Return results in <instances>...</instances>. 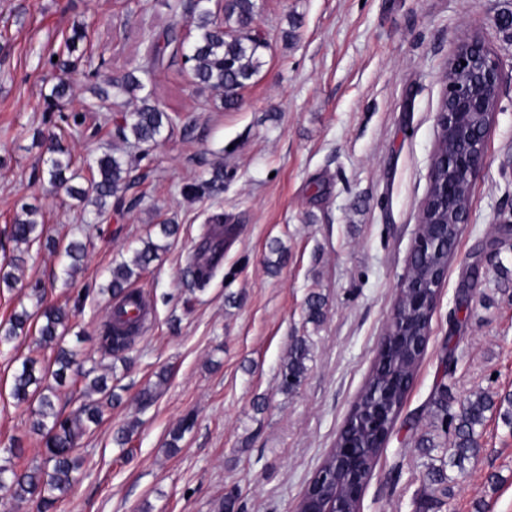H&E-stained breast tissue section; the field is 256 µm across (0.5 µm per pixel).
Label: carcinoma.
Wrapping results in <instances>:
<instances>
[{
  "instance_id": "1",
  "label": "carcinoma",
  "mask_w": 512,
  "mask_h": 512,
  "mask_svg": "<svg viewBox=\"0 0 512 512\" xmlns=\"http://www.w3.org/2000/svg\"><path fill=\"white\" fill-rule=\"evenodd\" d=\"M183 9L190 30V38L184 39L174 29L145 39L144 54L138 63L123 77L107 82L112 90H94L100 101L112 100L116 107L114 121L116 131L123 141H134L150 150L158 144L165 131L172 130L181 121L177 112L161 107L149 88L155 74L164 64L165 57L183 56L195 83L204 88L223 93L224 107L231 109L239 101V94L256 77L263 66L265 40L253 32L255 0H222V11L212 7V0H185ZM72 94L69 82L61 78L52 86L50 103L58 104ZM75 161L67 146L58 141L50 148L46 168L38 180L49 185L54 194H63L95 207V218L102 219L107 213L108 200L118 196L128 187L129 168L122 157L106 153L88 163L90 176L74 170ZM84 179L79 184L76 179ZM224 187V170H215L211 179L187 188V194L197 197L218 191ZM21 211L25 218H17L11 225V238L18 244L45 241V245L61 253L68 261L66 270L76 268L82 261L85 246L79 241L62 244L45 235V225L39 222L40 207L24 202ZM455 244V225H448V239L427 253V257L415 258L411 265L415 275L427 279L429 266L443 262ZM158 246L151 241L136 250L133 265L122 263L111 272L107 292L113 298L132 296L129 290L132 278L139 277L156 258ZM32 314L23 309L14 313L6 323L0 324V343H8L25 331ZM71 313L62 306H46L39 314L38 329L41 342L55 349L53 365L56 369L38 365V360L24 358L13 374L11 396L19 403L38 400L33 413L30 432L41 437L43 448L41 463L18 467L15 460L23 457L25 450L11 445L3 449L0 457V491L10 493L2 506L15 502H27L34 512H51L57 502L67 497L77 483L82 467L78 454V442L86 432L87 424L97 423L102 415L103 402H112L104 376L90 377V372L76 359L75 352L62 345L68 331ZM138 329L136 322L120 309L115 319L104 326L101 342L110 352L123 351L129 345L132 333ZM418 334L394 336L387 352L375 365L366 385L355 402L346 427L337 442L351 441L359 445V459L364 470L372 469L384 450L383 440L375 432L364 428L367 416L377 409L388 412V421L395 422L408 393V380L418 364L419 354L414 343ZM308 345L296 339L288 350V358L281 370V387L291 391L297 387L306 371ZM58 384L67 377L84 384L85 401L73 413L64 415L57 410L54 392H45L47 377ZM434 433L422 437L418 447L426 456L438 451L440 465L430 464L426 477L434 490L445 491L448 483L446 466L464 469L475 460L482 448L478 443L479 429L485 426L488 415L496 412L502 422L512 430V393L497 396L483 391L466 397L458 410L448 409V393L440 386L430 402ZM335 492L332 484L313 482L304 492L305 499L297 508L317 507Z\"/></svg>"
}]
</instances>
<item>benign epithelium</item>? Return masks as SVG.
<instances>
[{"label": "benign epithelium", "instance_id": "7a95c632", "mask_svg": "<svg viewBox=\"0 0 512 512\" xmlns=\"http://www.w3.org/2000/svg\"><path fill=\"white\" fill-rule=\"evenodd\" d=\"M466 65H461V62ZM446 88L440 111L437 112L438 148L434 153L429 191L420 207L419 224L432 225V234H437L438 225L448 220L434 217L441 209L448 211V201L456 198L461 184L472 185L479 175L485 158V141L494 112L503 92L502 64L480 38L463 44L448 66L445 77ZM447 266L436 268L425 286L412 274L400 282L398 295L406 294L413 309L425 308L433 315L437 300L430 299L429 288L439 290L445 279ZM414 325L396 299L390 322L379 349H384L387 337L400 329ZM370 474L338 490L335 499L323 506L319 512H346L343 499L362 498Z\"/></svg>", "mask_w": 512, "mask_h": 512}]
</instances>
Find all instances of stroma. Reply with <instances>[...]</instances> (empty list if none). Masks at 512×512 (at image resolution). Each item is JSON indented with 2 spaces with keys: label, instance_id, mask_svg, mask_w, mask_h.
I'll use <instances>...</instances> for the list:
<instances>
[{
  "label": "stroma",
  "instance_id": "35a3bbf8",
  "mask_svg": "<svg viewBox=\"0 0 512 512\" xmlns=\"http://www.w3.org/2000/svg\"><path fill=\"white\" fill-rule=\"evenodd\" d=\"M176 0H0V263L24 258L16 288L0 284V323L15 311L65 305V338L85 367L117 396L80 441L85 463L55 512H218L227 494L241 512H294L347 421L374 366L399 283L409 272L419 210L438 140L443 75L459 46L483 38L501 60L503 94L485 144L439 291L431 335L394 433L367 484L361 512H425L428 459L416 446L430 432L429 399L446 385L458 408L472 392L512 391V29L497 18L512 0H256L254 27L264 65L236 108L194 84L182 59L165 61L155 98L180 113L149 155L117 138L113 112L90 109L92 71L119 77L149 34L185 31ZM83 29L75 67L59 74L51 56ZM75 95L63 121L46 97L58 78ZM78 167L117 150L131 166L120 212L105 220L75 200L47 193L34 176L51 139ZM224 170L222 191L199 198L187 186ZM39 201L49 236L86 243L78 270L44 245L18 250L10 228L24 201ZM178 224L163 237V221ZM230 229L224 259L205 286L193 281L203 239ZM158 257L134 286L150 303L146 328L123 354L99 341L112 268L143 240ZM477 295L457 310L464 282ZM323 319H307L310 295ZM38 322L0 346V448L20 440L25 462L41 458L28 429L32 403L10 395L21 360L49 364ZM309 346L297 388H280L293 338ZM458 360L444 374L441 359ZM166 383H158L159 372ZM155 386L144 403L140 394ZM194 424L169 451L170 433ZM132 433L125 446L115 438ZM483 452L466 471H448L453 497L440 512H512V430L489 417Z\"/></svg>",
  "mask_w": 512,
  "mask_h": 512
}]
</instances>
